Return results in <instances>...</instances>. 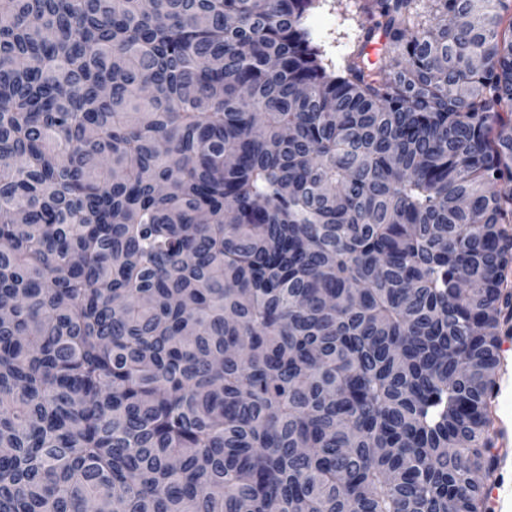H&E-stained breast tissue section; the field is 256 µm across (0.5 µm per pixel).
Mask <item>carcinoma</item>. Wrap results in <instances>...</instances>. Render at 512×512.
<instances>
[{
  "mask_svg": "<svg viewBox=\"0 0 512 512\" xmlns=\"http://www.w3.org/2000/svg\"><path fill=\"white\" fill-rule=\"evenodd\" d=\"M318 2L0 0V512H493L512 0ZM358 5L359 0H321L308 15L306 22L316 33L324 63L337 68L357 41Z\"/></svg>",
  "mask_w": 512,
  "mask_h": 512,
  "instance_id": "cac0c4a2",
  "label": "carcinoma"
}]
</instances>
